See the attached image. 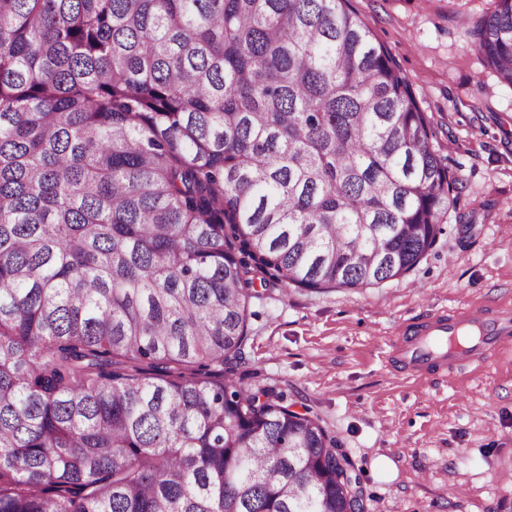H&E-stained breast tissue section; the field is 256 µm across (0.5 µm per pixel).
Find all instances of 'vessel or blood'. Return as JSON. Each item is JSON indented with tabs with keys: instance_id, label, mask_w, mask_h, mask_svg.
I'll list each match as a JSON object with an SVG mask.
<instances>
[{
	"instance_id": "obj_1",
	"label": "vessel or blood",
	"mask_w": 512,
	"mask_h": 512,
	"mask_svg": "<svg viewBox=\"0 0 512 512\" xmlns=\"http://www.w3.org/2000/svg\"><path fill=\"white\" fill-rule=\"evenodd\" d=\"M505 341H512V313L460 308L403 328L388 360L413 375L439 373L465 362H485Z\"/></svg>"
}]
</instances>
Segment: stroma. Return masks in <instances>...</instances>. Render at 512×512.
Returning <instances> with one entry per match:
<instances>
[{
    "instance_id": "obj_1",
    "label": "stroma",
    "mask_w": 512,
    "mask_h": 512,
    "mask_svg": "<svg viewBox=\"0 0 512 512\" xmlns=\"http://www.w3.org/2000/svg\"><path fill=\"white\" fill-rule=\"evenodd\" d=\"M349 4L411 84L458 201L404 277L358 292L256 285L244 368L336 437L366 512H512V345L443 376L386 362L401 325L512 309V86L467 36L495 2Z\"/></svg>"
}]
</instances>
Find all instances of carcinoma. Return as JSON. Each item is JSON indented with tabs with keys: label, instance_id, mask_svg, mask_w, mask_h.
<instances>
[{
	"label": "carcinoma",
	"instance_id": "cac0c4a2",
	"mask_svg": "<svg viewBox=\"0 0 512 512\" xmlns=\"http://www.w3.org/2000/svg\"><path fill=\"white\" fill-rule=\"evenodd\" d=\"M468 35L512 86V0ZM430 136L349 0H0V512H365L250 302L411 272Z\"/></svg>",
	"mask_w": 512,
	"mask_h": 512
}]
</instances>
